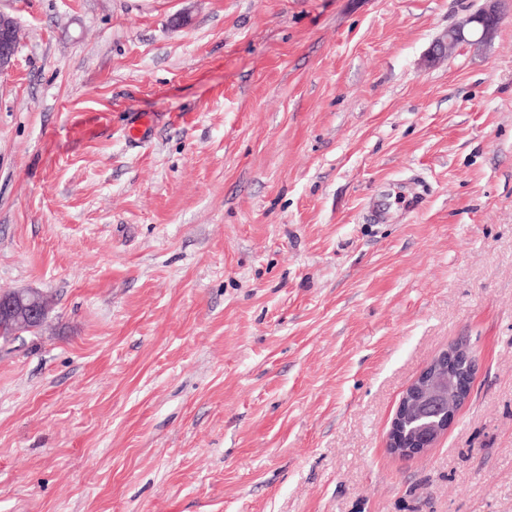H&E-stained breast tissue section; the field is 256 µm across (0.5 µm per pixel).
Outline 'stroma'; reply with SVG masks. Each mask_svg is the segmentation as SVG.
Segmentation results:
<instances>
[{"label":"stroma","instance_id":"obj_1","mask_svg":"<svg viewBox=\"0 0 512 512\" xmlns=\"http://www.w3.org/2000/svg\"><path fill=\"white\" fill-rule=\"evenodd\" d=\"M0 0V512H512V0ZM476 374L387 450L431 358ZM486 1L492 3L483 6L478 13L471 15L467 20V24H472L467 33H465L464 27H456L448 30L450 38H448L446 47L442 42H438L433 48V52L436 55L441 54L447 47L450 48L459 43L469 42L468 36H478L477 40H484L492 34L498 27L501 14L497 6V0ZM19 45V31L15 19L0 12V73L7 71L13 63ZM16 293H3L4 296H13H2L0 298V317L12 318L17 321L22 318L27 323L41 325L47 314V306L43 296L36 292L28 300H24L22 296L14 295ZM457 361L475 364L474 355L466 345L449 346L440 351L407 387L388 434L387 448L392 454L398 457L423 455L448 431L456 416V412L445 410L448 397L451 399L453 396L448 385L458 388L464 396V403L469 398L474 373L456 378L451 369ZM404 401L408 410L401 415ZM418 411L432 414L435 420L425 429L408 428V420ZM416 450L418 453H413Z\"/></svg>","mask_w":512,"mask_h":512}]
</instances>
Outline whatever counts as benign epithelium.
<instances>
[{
	"instance_id": "obj_1",
	"label": "benign epithelium",
	"mask_w": 512,
	"mask_h": 512,
	"mask_svg": "<svg viewBox=\"0 0 512 512\" xmlns=\"http://www.w3.org/2000/svg\"><path fill=\"white\" fill-rule=\"evenodd\" d=\"M499 19L498 0H490V4L469 17V30L462 27L449 29L448 43H437L433 52L438 55L445 48L466 42L470 37L484 40L498 27ZM18 45L19 31L15 19L0 12L1 74L12 66ZM46 314V302L37 292L27 300L19 295L0 298L1 318H21L40 325ZM458 361L466 364L475 362L473 353L463 344L440 351L407 387L402 400L408 410L404 415L395 413L388 434L387 448L392 454L407 457L416 451L423 455L448 431L455 419V414L445 409L448 387L458 388L466 399L471 391L472 377L458 378L452 374V368Z\"/></svg>"
}]
</instances>
